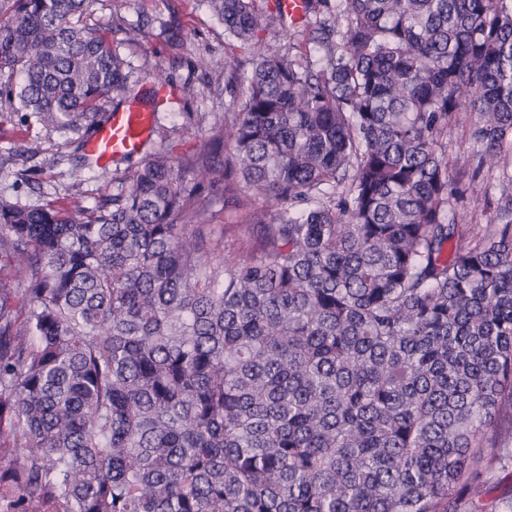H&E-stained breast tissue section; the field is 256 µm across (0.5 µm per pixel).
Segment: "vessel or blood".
<instances>
[{
  "mask_svg": "<svg viewBox=\"0 0 512 512\" xmlns=\"http://www.w3.org/2000/svg\"><path fill=\"white\" fill-rule=\"evenodd\" d=\"M153 125L152 112L143 106H131L111 112L89 144L99 165L117 157L138 154Z\"/></svg>",
  "mask_w": 512,
  "mask_h": 512,
  "instance_id": "b4317fda",
  "label": "vessel or blood"
}]
</instances>
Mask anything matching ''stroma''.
I'll list each match as a JSON object with an SVG mask.
<instances>
[{
    "instance_id": "obj_1",
    "label": "stroma",
    "mask_w": 512,
    "mask_h": 512,
    "mask_svg": "<svg viewBox=\"0 0 512 512\" xmlns=\"http://www.w3.org/2000/svg\"><path fill=\"white\" fill-rule=\"evenodd\" d=\"M146 17L152 24L145 35L128 39L126 26ZM90 23L111 38L135 69L139 82L126 102L148 103L154 113L141 153L110 163L116 179L125 180L148 153L169 151L183 158L206 149L224 115L225 68H252L247 53L228 51L224 27L207 0H96ZM203 59L223 60L225 67L201 69ZM158 69L165 72V82L155 81ZM186 82L195 85L194 96H183ZM18 140L28 146L31 158L9 156ZM97 171L82 133L43 126L0 102L1 197L21 206L91 208L104 193ZM495 431L502 460L484 473L487 500L495 512H512V431L501 425Z\"/></svg>"
}]
</instances>
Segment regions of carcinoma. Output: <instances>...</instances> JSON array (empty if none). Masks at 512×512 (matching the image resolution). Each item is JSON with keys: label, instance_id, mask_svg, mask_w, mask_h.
Here are the masks:
<instances>
[{"label": "carcinoma", "instance_id": "1", "mask_svg": "<svg viewBox=\"0 0 512 512\" xmlns=\"http://www.w3.org/2000/svg\"><path fill=\"white\" fill-rule=\"evenodd\" d=\"M94 0H0V99L93 134L132 67ZM206 160L95 207L0 198V512H485L512 416V0H208ZM288 27L268 56L260 34ZM470 114L459 223L448 129ZM253 201L224 253L181 169ZM458 211L465 222L464 224H469L472 227L475 224H478V226L486 224L490 218V212L486 209L483 197L471 194L469 191L465 192L460 199ZM478 226H475L476 230Z\"/></svg>", "mask_w": 512, "mask_h": 512}]
</instances>
